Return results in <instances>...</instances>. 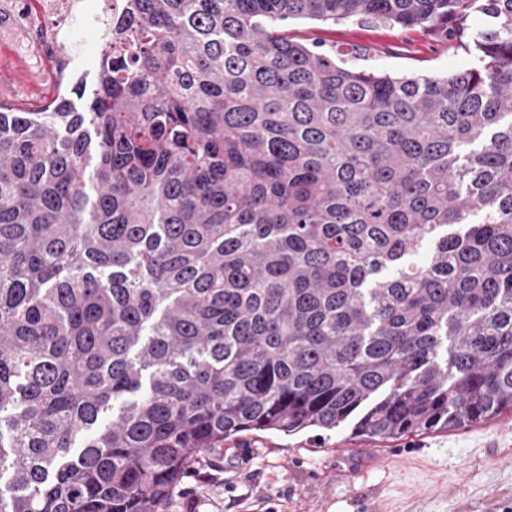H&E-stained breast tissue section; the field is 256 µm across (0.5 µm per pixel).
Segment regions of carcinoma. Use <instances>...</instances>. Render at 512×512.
I'll return each instance as SVG.
<instances>
[{"instance_id": "cac0c4a2", "label": "carcinoma", "mask_w": 512, "mask_h": 512, "mask_svg": "<svg viewBox=\"0 0 512 512\" xmlns=\"http://www.w3.org/2000/svg\"><path fill=\"white\" fill-rule=\"evenodd\" d=\"M476 5L443 79L283 33ZM505 413L512 0H122L82 110L0 102V512H157L243 432Z\"/></svg>"}]
</instances>
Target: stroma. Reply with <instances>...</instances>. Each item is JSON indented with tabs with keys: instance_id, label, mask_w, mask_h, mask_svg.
Returning a JSON list of instances; mask_svg holds the SVG:
<instances>
[{
	"instance_id": "stroma-1",
	"label": "stroma",
	"mask_w": 512,
	"mask_h": 512,
	"mask_svg": "<svg viewBox=\"0 0 512 512\" xmlns=\"http://www.w3.org/2000/svg\"><path fill=\"white\" fill-rule=\"evenodd\" d=\"M289 37L355 51L353 65L445 76L473 63L457 37L385 23L293 19ZM33 60L0 25V100L51 91L33 84ZM158 512H512V417L448 433L375 441L349 426L293 435L254 431L200 454Z\"/></svg>"
}]
</instances>
